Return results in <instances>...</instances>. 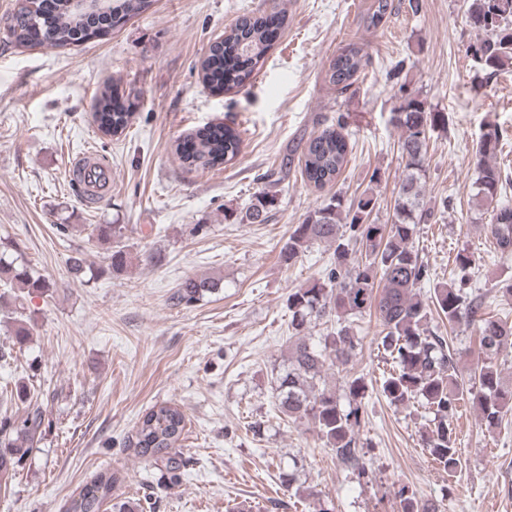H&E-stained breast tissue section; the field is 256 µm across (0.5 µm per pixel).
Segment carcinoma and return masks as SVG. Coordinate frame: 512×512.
Returning a JSON list of instances; mask_svg holds the SVG:
<instances>
[{"label": "carcinoma", "instance_id": "obj_1", "mask_svg": "<svg viewBox=\"0 0 512 512\" xmlns=\"http://www.w3.org/2000/svg\"><path fill=\"white\" fill-rule=\"evenodd\" d=\"M470 25L478 37L470 46L474 61L484 73L485 83L493 82L512 65V0H465ZM149 0H110L108 15L125 20L143 12ZM393 9L390 0H375L367 26L377 28ZM97 15L81 10L73 0H58L54 20L40 17L19 3L13 14L11 33L17 45L28 44L33 29L49 33L56 46L88 41L100 35ZM267 14L244 13L224 31V56L249 59L253 66L263 64L271 43L266 33ZM370 60L355 43L348 44L329 64L328 82L343 92L351 87L369 66ZM110 89L101 91L95 118L107 136L121 135L131 113L111 110ZM446 113L434 112L425 100L407 93L401 96L390 121L398 133V151L403 164L394 199L391 222L373 224L369 216L375 199L365 195L350 204L334 194L320 207L309 212L296 225L279 250V259L292 265L315 245L333 249L332 262L321 277L288 293L291 315L287 353L282 368L274 378L275 413L281 420L304 424L316 433L322 445L332 452L336 463L355 476L370 474V444L361 440L359 429L365 419L363 399L366 383L361 377L346 381V404L327 384L331 373H342L358 355L362 338L359 320L375 312L379 321L377 348L384 364L382 392L389 404L399 408L419 405L430 418L421 434L422 446L431 459L448 475L461 467L455 447L454 419L462 403L469 401L480 414L486 429L502 426L512 415V379L503 376L498 355L512 348V321L487 312L491 303L480 289L472 286L475 258L465 249L455 256L457 278L438 282L423 295L420 288L431 282L433 274L414 246L417 226L434 217L424 202L423 184L428 166L430 133L446 124ZM348 133L341 120L311 137L302 149L301 174L316 190L336 181L347 162ZM240 134L221 128L218 135L199 134L174 142V153L184 166L209 170L232 161L240 152ZM502 151V133L488 124L477 142L472 166L473 199L477 210L492 207L490 223L484 225L495 240L500 255H512V204L499 202L506 184L496 163ZM265 186L255 192L240 222L265 224L275 209L276 195L271 188L280 179L271 172L264 176ZM122 224H96L95 241L108 251L111 273L119 276L129 265L128 253L120 246L124 237ZM0 282L16 286L27 294L41 295L52 284L42 275H34L27 265L6 259L9 244L1 243ZM224 280L213 276L187 278L172 294L173 304L189 307L214 290ZM20 318L14 319V336L27 339L24 321V297L17 296ZM448 323L454 332L463 325L477 338V361L471 369L460 364L450 350L442 330L430 325L432 312ZM325 325V332L315 336L313 325ZM19 403L0 400V481L11 478L23 466L30 449L41 440L46 407L34 399L24 384L16 386ZM185 417L172 404L150 408L140 419L134 447L143 456L160 459L177 478L185 461L169 449L181 439ZM118 478L112 472H100L85 484L64 512H102L105 505L112 512H144L141 499L112 496ZM282 482L297 502L312 501L310 512H329L318 494L297 483L295 472L282 474ZM400 512H441L438 500H423L406 484L394 489Z\"/></svg>", "mask_w": 512, "mask_h": 512}]
</instances>
